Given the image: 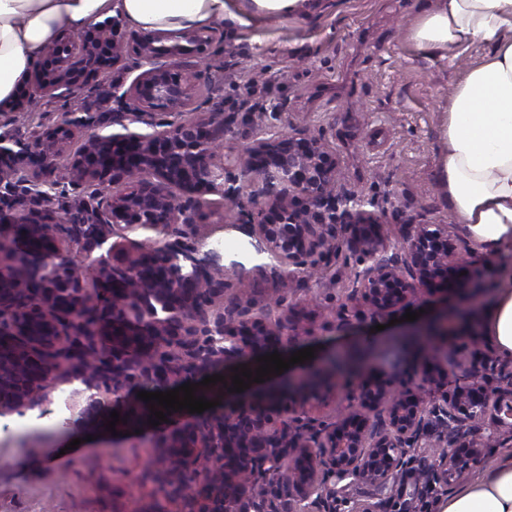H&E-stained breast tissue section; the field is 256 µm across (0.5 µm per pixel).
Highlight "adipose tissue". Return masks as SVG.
I'll list each match as a JSON object with an SVG mask.
<instances>
[{
  "label": "adipose tissue",
  "instance_id": "1",
  "mask_svg": "<svg viewBox=\"0 0 512 512\" xmlns=\"http://www.w3.org/2000/svg\"><path fill=\"white\" fill-rule=\"evenodd\" d=\"M138 30L238 23L226 0H0V101L12 99L64 31L112 14ZM422 54L474 44L481 58L453 85L443 114L438 180L474 248L498 261L485 335L512 359V0H431L409 30ZM442 512H512V452L449 495Z\"/></svg>",
  "mask_w": 512,
  "mask_h": 512
}]
</instances>
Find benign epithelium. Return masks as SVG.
<instances>
[{"mask_svg":"<svg viewBox=\"0 0 512 512\" xmlns=\"http://www.w3.org/2000/svg\"><path fill=\"white\" fill-rule=\"evenodd\" d=\"M206 29L181 33L136 32L121 16L64 32L24 80L9 111L30 117L40 100L70 101L57 120L41 126L19 150L0 136V309L21 308L9 328L8 350L0 345V416L21 413L48 398L59 375L88 392L81 416L106 411L134 379L166 390L213 373L230 361H253L287 347L295 329L288 312L273 318L254 311L250 299L224 301L227 283L214 255L200 253L197 218L200 195L217 193L239 208L279 273L294 281L308 265L326 262L339 234L361 254L363 268L353 284L359 306L352 317L383 319L427 301L435 278L460 263L446 224L404 225L402 251L390 257L376 235L353 228L382 224L384 206L363 195H337L336 154L320 137L301 132L252 140L243 149H214L230 132L224 113L200 111V84L187 56L210 42ZM129 57L148 62L129 86L117 79ZM112 77V97L130 105L132 120L153 133H111L94 128L121 122L125 113L92 112L90 80ZM179 116L176 122L164 116ZM81 141L69 162L58 167L71 143ZM26 172V183L13 176ZM73 187L85 183L109 190L95 206L79 203L74 241L100 248L115 227L151 230L156 238L127 251L111 244L112 263L98 269L97 296L110 300L89 324L65 326L61 316L80 311L91 294L64 262L52 224L59 194L47 192L58 174ZM38 209L24 212L25 201ZM176 224L179 239L169 241ZM479 278L464 283L454 305L434 309L401 336L468 335L469 301ZM439 370H414L397 383L361 385L331 424L317 423L309 409L321 383L289 377L299 400H283L280 382L225 414L167 438L161 447L186 462L204 512H336V495L370 492L351 512H414V500L449 490L480 461L489 439L512 438V369L477 340H462L430 352L422 363ZM474 426L489 438L459 437ZM288 464V493H255L247 479L258 466ZM236 493L224 500V489Z\"/></svg>","mask_w":512,"mask_h":512,"instance_id":"1","label":"benign epithelium"}]
</instances>
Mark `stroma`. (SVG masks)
<instances>
[{
  "mask_svg": "<svg viewBox=\"0 0 512 512\" xmlns=\"http://www.w3.org/2000/svg\"><path fill=\"white\" fill-rule=\"evenodd\" d=\"M309 3L299 15H246L234 28L215 29L213 41L190 57L208 64L199 82L212 100L201 109L218 101L224 111L250 114L251 124L228 135L236 147L294 128L324 137L340 161L338 194L361 193L387 208L382 234L387 253H395L403 220L454 221L438 181L440 123L453 80L482 50L454 49L451 63L417 52L407 32L421 0ZM206 200L202 249L217 252L226 297L252 299L260 309L283 299L297 348H313L315 358L366 344L378 351L369 377L408 372L415 354L394 341L402 324L379 331L370 319L336 318L357 259L345 240L328 268L286 289L237 209L217 194ZM177 419L117 437L103 420L81 427L39 421L0 432V512H198L192 491L155 490V476L171 469L158 442L200 416L183 409Z\"/></svg>",
  "mask_w": 512,
  "mask_h": 512,
  "instance_id": "obj_1",
  "label": "stroma"
}]
</instances>
